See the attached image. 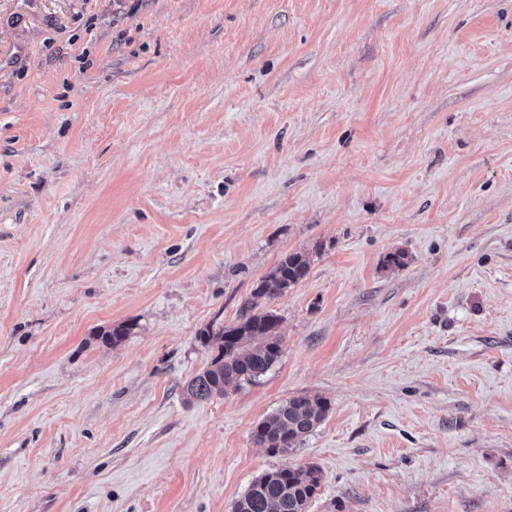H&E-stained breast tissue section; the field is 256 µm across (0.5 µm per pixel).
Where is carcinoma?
<instances>
[{
  "mask_svg": "<svg viewBox=\"0 0 512 512\" xmlns=\"http://www.w3.org/2000/svg\"><path fill=\"white\" fill-rule=\"evenodd\" d=\"M309 272L307 255H284L251 292L241 306L239 320L230 327L200 331L204 344H218L208 366L184 386L186 395L208 400L226 393V387L243 380L254 381L269 371L282 354L280 317L274 312L256 311L257 300L269 302L298 285ZM133 326L121 323L102 333V342L117 345L129 336ZM329 402L319 396L291 397L252 431L254 443L271 455L288 454L327 417ZM321 469L315 464L280 467L257 477L234 504L233 512H306L307 504L321 486Z\"/></svg>",
  "mask_w": 512,
  "mask_h": 512,
  "instance_id": "1",
  "label": "carcinoma"
}]
</instances>
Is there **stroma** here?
I'll return each instance as SVG.
<instances>
[{
  "instance_id": "obj_1",
  "label": "stroma",
  "mask_w": 512,
  "mask_h": 512,
  "mask_svg": "<svg viewBox=\"0 0 512 512\" xmlns=\"http://www.w3.org/2000/svg\"><path fill=\"white\" fill-rule=\"evenodd\" d=\"M291 252L279 362L187 401ZM307 464V512H512V0H0V512ZM329 410V402L322 397H291L255 426L252 439L271 455L288 454L324 421Z\"/></svg>"
}]
</instances>
